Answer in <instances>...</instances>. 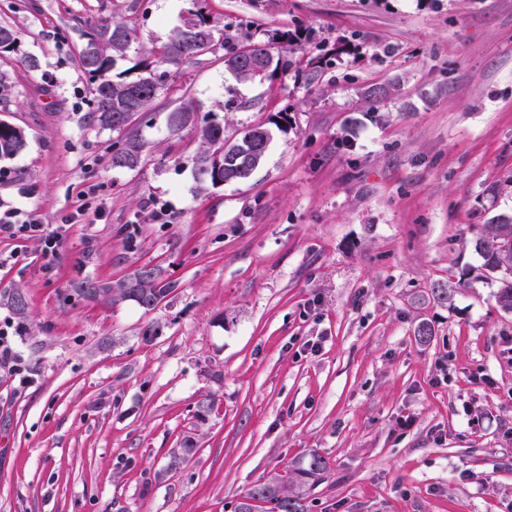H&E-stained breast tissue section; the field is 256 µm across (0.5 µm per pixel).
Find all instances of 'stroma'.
I'll return each mask as SVG.
<instances>
[{
	"label": "stroma",
	"instance_id": "stroma-1",
	"mask_svg": "<svg viewBox=\"0 0 512 512\" xmlns=\"http://www.w3.org/2000/svg\"><path fill=\"white\" fill-rule=\"evenodd\" d=\"M195 9L214 44L172 67L140 164L112 168L87 31L135 29L126 71ZM0 25L21 39L0 54V121L27 135L0 208L66 226L50 273L36 242L0 240V325L31 377L0 371V512H234L312 453L328 469L307 512H512V313L491 281L431 293L512 216V0H0ZM260 42L277 77L225 71ZM183 104L229 141L290 123L247 181L204 188L195 133L166 126ZM145 265L175 285L154 310L73 291Z\"/></svg>",
	"mask_w": 512,
	"mask_h": 512
}]
</instances>
